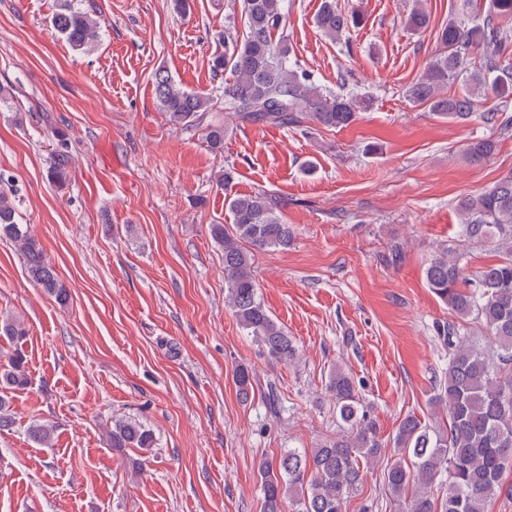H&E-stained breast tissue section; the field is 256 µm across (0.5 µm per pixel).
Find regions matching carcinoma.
Masks as SVG:
<instances>
[{
  "label": "carcinoma",
  "mask_w": 512,
  "mask_h": 512,
  "mask_svg": "<svg viewBox=\"0 0 512 512\" xmlns=\"http://www.w3.org/2000/svg\"><path fill=\"white\" fill-rule=\"evenodd\" d=\"M242 38L224 42L215 54V75L230 71L224 81V109L240 124L300 127L310 121L327 129L352 125L371 99L354 93H333L316 84L312 75L290 64L284 35V0H243ZM512 21V0H463L459 17L439 32L444 50L435 56L423 76L408 87L406 96L440 118L465 121L476 111L479 99L493 95L506 104L512 99V46L501 38L502 26ZM316 26L330 39L339 40L358 18L338 9L336 0H322ZM423 7L414 8L406 26L420 31L429 26ZM53 29L75 50L99 38L97 9L83 0H63L51 17ZM480 56V66L472 65ZM153 87L160 109L171 126L184 131L199 128L213 106L204 92L182 88L165 69L154 72ZM459 83L457 93H445L448 83ZM59 142L49 177L62 186L69 178L71 158L64 131L53 128ZM206 140L215 150L224 148V124L206 127ZM497 142L472 141L464 149L474 163L490 159ZM234 171H224L230 215L228 224L210 225V236L224 257L226 299L240 326L253 336L265 356L278 363L296 359L297 348L284 327L261 302L253 273L254 251L285 250L295 229L286 223L277 199L264 191L232 193ZM0 239L12 242L23 259L29 278L61 306L69 292L55 266L30 227L20 222L18 193L12 176L0 172ZM463 240H492L497 259L474 273L466 270L463 254L454 247L439 249L430 259L425 278L428 288L458 318L474 319L488 330L491 345L481 349L450 323L437 327L448 345V370L431 403L448 414L446 425L429 427L406 417L395 437L393 452L400 460L385 473L388 491L401 497L411 491L408 512H485L489 499L511 492L502 477L512 470V174H507L476 195L458 200ZM25 336L20 322L0 320V338L14 344ZM25 359L19 350L9 356L0 372V430L10 426L8 392L30 384ZM239 397L249 399L252 373L240 367L234 374ZM328 389L343 432L310 451L290 448L263 461L259 476L263 512H283L288 502L293 512H343L344 504L364 479V468L385 448L376 423L359 409L353 379L337 366L329 374ZM55 427L33 422L28 438L49 447ZM103 441L112 449H149L153 431L135 419H115L103 428ZM447 476L448 492L434 497L433 485Z\"/></svg>",
  "instance_id": "cac0c4a2"
}]
</instances>
